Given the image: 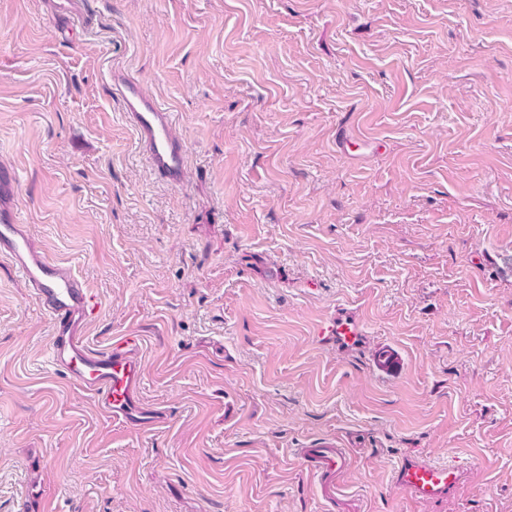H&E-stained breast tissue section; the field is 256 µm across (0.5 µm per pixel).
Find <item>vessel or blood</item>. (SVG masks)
<instances>
[{"instance_id":"1","label":"vessel or blood","mask_w":512,"mask_h":512,"mask_svg":"<svg viewBox=\"0 0 512 512\" xmlns=\"http://www.w3.org/2000/svg\"><path fill=\"white\" fill-rule=\"evenodd\" d=\"M114 93L151 168L171 185H181L186 176L187 145L174 132V113L147 95L133 77L115 76ZM16 186L13 167L0 165V257L19 273L51 321L53 367L89 393L103 414L143 432L156 429L165 422L166 414L139 397L143 384L140 337L123 336L104 347L90 342L88 332L101 312V300L70 266L34 245L12 204ZM361 334L360 321L349 310L337 312L317 329L318 338L348 348L356 346ZM296 454L316 478L322 498L339 496L350 467L349 449L324 441L297 449ZM464 478V471L450 462L407 459L394 469L396 484L420 499L448 495Z\"/></svg>"}]
</instances>
